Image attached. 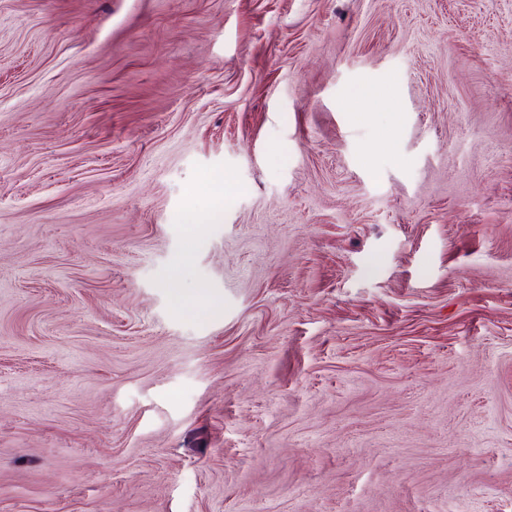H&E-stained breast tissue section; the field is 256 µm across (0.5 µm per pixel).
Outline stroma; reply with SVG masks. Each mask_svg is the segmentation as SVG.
Segmentation results:
<instances>
[{
	"label": "stroma",
	"instance_id": "obj_1",
	"mask_svg": "<svg viewBox=\"0 0 512 512\" xmlns=\"http://www.w3.org/2000/svg\"><path fill=\"white\" fill-rule=\"evenodd\" d=\"M0 512H512V0H0Z\"/></svg>",
	"mask_w": 512,
	"mask_h": 512
}]
</instances>
